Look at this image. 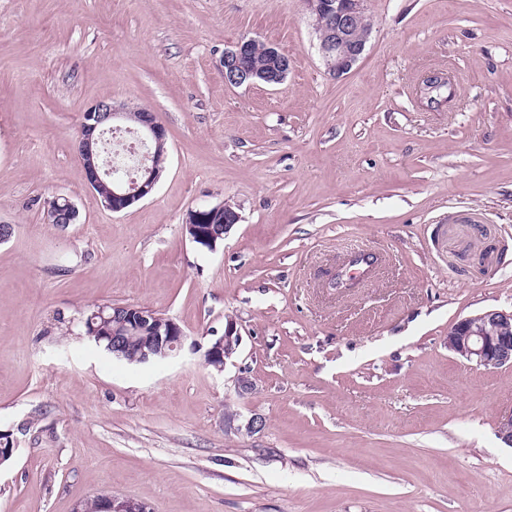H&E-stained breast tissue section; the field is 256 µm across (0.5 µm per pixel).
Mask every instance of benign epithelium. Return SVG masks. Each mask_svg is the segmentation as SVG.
<instances>
[{"label":"benign epithelium","instance_id":"benign-epithelium-1","mask_svg":"<svg viewBox=\"0 0 512 512\" xmlns=\"http://www.w3.org/2000/svg\"><path fill=\"white\" fill-rule=\"evenodd\" d=\"M312 15L321 20L315 28L318 52L326 70L340 78L353 68L362 58L369 39L366 2L367 0H305ZM254 40L240 39L224 49L220 67L224 71V83L240 87L263 83L277 85L288 76L291 58L279 46L264 44L268 63L258 67L251 62ZM129 109L117 107L110 100H102L82 115L79 129L77 152L85 172L86 184L91 192H96L105 183L108 173L95 164L94 157L105 134L114 129V124L125 122ZM143 145L158 143L165 139V130L154 114H148L141 120L137 129ZM166 154L147 152L140 163L139 176L127 181L113 183L109 197L102 203L114 212H121L135 202L149 195L160 180L165 169ZM223 205L208 210L192 212L184 224L185 233L195 244L210 251L216 249L218 239L224 238L214 232L213 226L206 223L209 213H218ZM78 218L75 204L67 198H56L50 202L46 211V220L50 224H74ZM94 316L103 321L112 320V335L97 337V341H107L106 348L119 353L125 349L128 339L126 332L131 328L130 321L138 317L146 318L140 307H127L123 313L106 316L102 307ZM158 329L164 333L149 343L148 349L141 351L140 359L148 360L150 354L160 359L177 355L182 349L184 334L181 327L172 319L161 322ZM241 344V335L236 323L229 320L224 325V334L218 337L203 354L204 362L214 366L217 371L225 369L229 360ZM448 351L468 363L488 368L512 366V311L486 310L457 320L448 328ZM498 438L512 447V410L498 418Z\"/></svg>","mask_w":512,"mask_h":512}]
</instances>
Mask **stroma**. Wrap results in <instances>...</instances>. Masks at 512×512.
<instances>
[{
  "instance_id": "1",
  "label": "stroma",
  "mask_w": 512,
  "mask_h": 512,
  "mask_svg": "<svg viewBox=\"0 0 512 512\" xmlns=\"http://www.w3.org/2000/svg\"><path fill=\"white\" fill-rule=\"evenodd\" d=\"M363 58L331 77L303 0H0V512H512V367L448 350L512 310V0H368ZM280 85H225L241 37ZM433 72L457 88L428 103ZM153 112L165 171L115 213L89 192L83 112ZM70 198L76 223H47ZM239 215L215 250L192 211ZM358 287L329 278L351 255ZM164 313L173 359H117L95 304ZM234 321L223 372L203 362ZM254 384L237 390L238 375ZM265 420L248 436L225 420ZM254 42L255 40L252 38L250 40L239 39L224 49L220 67L224 71L226 85L234 87L251 86L257 83L277 85L287 78L291 67V58L288 53L275 44L263 43L268 63L258 67L254 63L264 62L263 45L262 43L254 44ZM251 51L253 52V64Z\"/></svg>"
}]
</instances>
